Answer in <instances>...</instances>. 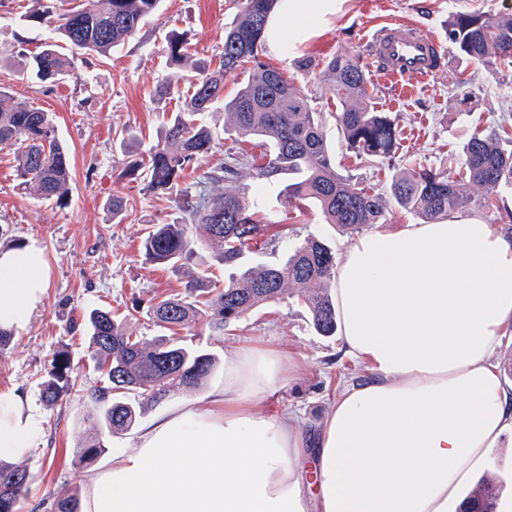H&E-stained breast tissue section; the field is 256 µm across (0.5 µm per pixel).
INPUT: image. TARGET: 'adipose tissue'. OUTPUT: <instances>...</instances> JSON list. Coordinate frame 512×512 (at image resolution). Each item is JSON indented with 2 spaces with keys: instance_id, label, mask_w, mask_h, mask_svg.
<instances>
[{
  "instance_id": "obj_1",
  "label": "adipose tissue",
  "mask_w": 512,
  "mask_h": 512,
  "mask_svg": "<svg viewBox=\"0 0 512 512\" xmlns=\"http://www.w3.org/2000/svg\"><path fill=\"white\" fill-rule=\"evenodd\" d=\"M345 3L280 0L269 47L321 36ZM49 281L42 248L0 250V329H22ZM333 298L341 345L372 377L337 395L316 434L262 409L296 360L238 347L205 400L141 429L133 449L113 446L85 512H448L474 472L495 477L490 451L512 434V384L491 362L512 326V237L455 216L362 235ZM36 431L28 402L0 393V460L24 456Z\"/></svg>"
}]
</instances>
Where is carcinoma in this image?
I'll return each instance as SVG.
<instances>
[{
	"label": "carcinoma",
	"instance_id": "cac0c4a2",
	"mask_svg": "<svg viewBox=\"0 0 512 512\" xmlns=\"http://www.w3.org/2000/svg\"><path fill=\"white\" fill-rule=\"evenodd\" d=\"M160 0H84L69 12L55 15L50 7L27 11L20 19L58 34L70 51L109 57L132 38L152 16ZM279 0H237L239 16L224 30L219 65L194 58L190 43L179 34L167 38L169 63L195 72L192 92L183 108L166 122L149 154L129 163L127 174L142 179L152 193L175 194L180 217L157 224L143 241L146 259L182 271L184 291L158 301L152 308L155 325L172 331L198 320L222 332L245 313L278 298L288 287L301 294L316 331L336 334L333 292L336 265L329 247L311 238L295 248L283 264L251 267L221 284L201 266L200 245L220 247V260L232 262L263 235L266 215L258 199L268 192L272 178L288 173L298 179L288 196L311 199L327 223L356 231L381 222L386 200L353 174L336 168L326 142L320 113L306 96L276 69L260 59L266 42L267 19ZM448 43L470 59L512 71V14H453L445 26ZM73 59L59 50L55 38L28 57V72L53 85L71 73ZM244 75L240 88L224 98V80ZM325 93L336 103V122L346 149L366 167L396 153L402 132L388 113L371 102L360 58L340 53L324 62L318 74ZM224 104L236 132L248 133L269 144L264 162L257 164L237 145L224 149V159L186 182L185 171L208 157L217 135L199 115ZM495 129L471 136L454 178L439 167L414 163L392 182L390 191L404 210L434 224L471 204L500 209L499 190L512 187V148ZM14 154L18 186L62 206L67 202L71 169L64 143L46 112L14 97L0 86V150ZM253 169L254 197L237 189L242 170ZM474 185L483 194L467 192ZM90 359L101 377L89 394L86 418L95 433L76 450L75 462L88 465L105 451L104 438L131 428L145 408L164 401L175 388H194L211 375L215 358L184 343L181 336H162L142 342L128 333L124 322L108 310L89 314ZM70 362L52 361L43 399L58 404L70 388ZM136 392L133 405L127 394ZM33 475L23 465L0 464V512H24ZM502 485L483 481L462 512H497ZM49 512H80L76 494L55 498Z\"/></svg>",
	"mask_w": 512,
	"mask_h": 512
}]
</instances>
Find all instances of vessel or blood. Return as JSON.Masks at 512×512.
<instances>
[{"label":"vessel or blood","instance_id":"b4317fda","mask_svg":"<svg viewBox=\"0 0 512 512\" xmlns=\"http://www.w3.org/2000/svg\"><path fill=\"white\" fill-rule=\"evenodd\" d=\"M446 53L437 40L423 35L412 22L391 23L367 42L366 61L395 83L426 80L442 68Z\"/></svg>","mask_w":512,"mask_h":512}]
</instances>
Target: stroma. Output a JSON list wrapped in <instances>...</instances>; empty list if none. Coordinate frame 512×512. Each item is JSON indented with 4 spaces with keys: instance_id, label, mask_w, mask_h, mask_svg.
Returning a JSON list of instances; mask_svg holds the SVG:
<instances>
[{
    "instance_id": "35a3bbf8",
    "label": "stroma",
    "mask_w": 512,
    "mask_h": 512,
    "mask_svg": "<svg viewBox=\"0 0 512 512\" xmlns=\"http://www.w3.org/2000/svg\"><path fill=\"white\" fill-rule=\"evenodd\" d=\"M34 5L35 0H0V43L16 49L0 58V82L53 118L69 149L72 180L67 205L42 200L19 188L13 155L0 151V249L36 243L51 268L42 307L0 349V392L27 397L39 421L21 462L36 476L26 512H45L42 499L84 494L92 467H106L112 458L107 451L94 466L75 463V451L90 436L92 424L79 397L52 407L43 402L42 384L53 359L68 357L72 379L78 388L90 391L99 377L87 357L84 315L95 308L112 311L124 318L133 335L150 341L163 333L149 318L150 306L156 298L183 289L182 273L151 264L142 253L152 225L176 217L175 204L126 173L131 160L157 143L164 121L181 109L189 88L180 71L166 65V38L183 34L197 56L219 57L224 28L236 19L238 7L234 0H162L159 10L111 58L77 55L72 75L51 86L30 80L22 63L23 56L36 51L48 36L46 30L19 19ZM472 11L512 13V0H348L344 16L331 30L297 46L289 58L268 51L262 59L289 78L320 112L337 165L352 169L368 187L388 195L392 181L411 159L456 174L462 149L475 129L494 127L512 115V73L476 64L451 46L444 69L415 83L407 96L395 95L383 80L371 77L374 107L392 115L403 139L395 158L359 168L338 130L335 105L325 98L314 73L299 63H322L346 51L364 54L367 38L396 19L411 20L440 40L451 14ZM461 75L468 79L462 87L457 84ZM166 77L177 83V94L154 100L155 87ZM291 181V176H278L266 201L265 232L240 259L223 263L212 250H204L211 274L224 281L261 262H283L289 251L311 237L326 244L334 257L343 256L355 233L326 223L315 202L289 197ZM116 196L124 203L117 220L109 208ZM182 335L216 358L209 378L213 384L224 378L225 354L240 345L265 344L294 355L300 372L290 385L272 391L264 408L271 414L295 411L311 432L346 383L370 377L362 364L344 353L338 337L317 333L308 308L293 294L248 312L225 332H213L200 321Z\"/></svg>"
}]
</instances>
